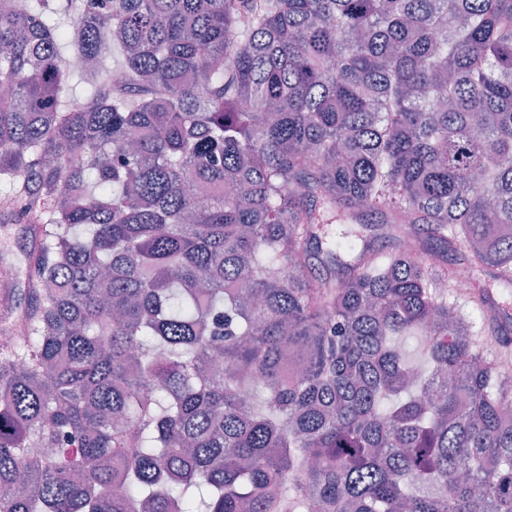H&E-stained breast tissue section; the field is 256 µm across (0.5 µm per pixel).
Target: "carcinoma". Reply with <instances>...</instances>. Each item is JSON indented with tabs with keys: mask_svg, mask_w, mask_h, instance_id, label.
I'll list each match as a JSON object with an SVG mask.
<instances>
[{
	"mask_svg": "<svg viewBox=\"0 0 512 512\" xmlns=\"http://www.w3.org/2000/svg\"><path fill=\"white\" fill-rule=\"evenodd\" d=\"M0 86V512H512V0H0ZM18 225L0 223V269L1 262L10 265L17 288L22 289L28 281L29 267Z\"/></svg>",
	"mask_w": 512,
	"mask_h": 512,
	"instance_id": "carcinoma-1",
	"label": "carcinoma"
}]
</instances>
